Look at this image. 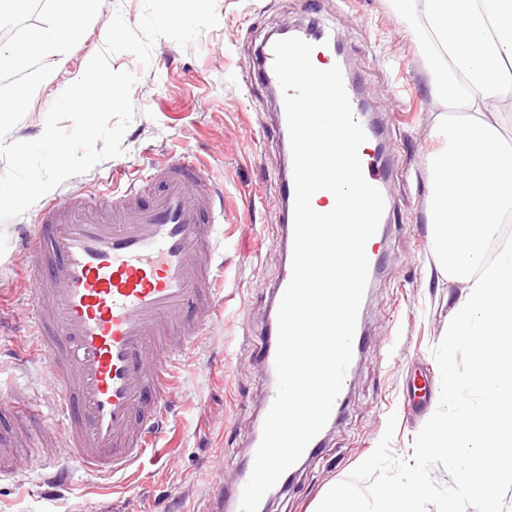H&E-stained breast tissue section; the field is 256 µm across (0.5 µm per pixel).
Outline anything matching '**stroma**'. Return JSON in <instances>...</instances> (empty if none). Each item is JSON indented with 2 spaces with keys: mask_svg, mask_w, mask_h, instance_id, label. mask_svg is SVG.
I'll return each mask as SVG.
<instances>
[{
  "mask_svg": "<svg viewBox=\"0 0 512 512\" xmlns=\"http://www.w3.org/2000/svg\"><path fill=\"white\" fill-rule=\"evenodd\" d=\"M219 23L188 47L156 40L150 67L129 53L110 58L132 71L135 116L122 155L102 161L45 194L24 214L0 222V395L20 389L51 417L50 387L40 356L23 327L32 286L19 248L21 227L40 219L44 202L79 191L106 199L111 170L129 176L163 159L190 154L224 191V294L208 335L178 368L182 392L156 447L129 473L109 477L73 468L68 487L38 494L43 459L33 456L21 474H0V512H224V480L244 462L267 378L257 363L267 325L271 289L283 262L274 226L282 144L274 96L252 71L256 48L287 26L311 22L334 30L363 98L383 131L392 176V209L382 241L383 264L369 292L364 324L369 347L355 367L346 406L321 454L300 465L269 512H316L326 496L351 487L363 512H383L381 487L400 483L412 449L436 422L454 418L482 399L474 387L445 401L447 360L468 373L466 348L449 349V299L459 285L434 276L428 221L429 137L439 107L431 96L417 40L419 23L398 20L389 0H216ZM143 0H103L85 35L58 56L54 81L31 102L11 140L40 137L57 96L84 73L100 51L113 13L137 23ZM426 379L418 405L408 388ZM428 492L416 512H482L476 498H452L453 478L440 457L422 465Z\"/></svg>",
  "mask_w": 512,
  "mask_h": 512,
  "instance_id": "obj_1",
  "label": "stroma"
}]
</instances>
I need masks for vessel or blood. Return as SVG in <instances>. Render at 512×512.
I'll return each mask as SVG.
<instances>
[{
	"label": "vessel or blood",
	"mask_w": 512,
	"mask_h": 512,
	"mask_svg": "<svg viewBox=\"0 0 512 512\" xmlns=\"http://www.w3.org/2000/svg\"><path fill=\"white\" fill-rule=\"evenodd\" d=\"M313 63L342 64L330 36L315 27ZM272 43L258 53V75L271 90L280 84ZM356 120L367 141L360 150L366 180L385 189L390 167L381 128L365 118L361 91L345 77ZM153 188L139 179L113 190L108 203L75 195L45 206L27 233L30 334L54 393L53 414L64 423L65 453L86 472L111 476L131 469L151 444L156 420L178 389L177 367L205 334L220 300L224 267V207L211 177L190 157L150 166ZM284 252L293 245L295 186L279 179ZM278 327L269 319L260 364L275 374ZM29 417L37 401L16 393L0 410ZM252 462H245L230 492L228 512H239Z\"/></svg>",
	"instance_id": "1"
}]
</instances>
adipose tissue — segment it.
<instances>
[{
    "label": "adipose tissue",
    "instance_id": "obj_1",
    "mask_svg": "<svg viewBox=\"0 0 512 512\" xmlns=\"http://www.w3.org/2000/svg\"><path fill=\"white\" fill-rule=\"evenodd\" d=\"M402 20L423 25L421 52L431 93L441 108L430 135L429 222L438 273L462 285L450 310L449 347L464 346L468 374H448L445 399L474 385L485 405L432 427L421 455L445 457L455 494L497 512L498 487L485 479L498 464L512 482V242L497 261H484L505 216L512 214V133L500 121L512 110V0H390ZM427 485L420 472L385 487L384 512H415Z\"/></svg>",
    "mask_w": 512,
    "mask_h": 512
}]
</instances>
